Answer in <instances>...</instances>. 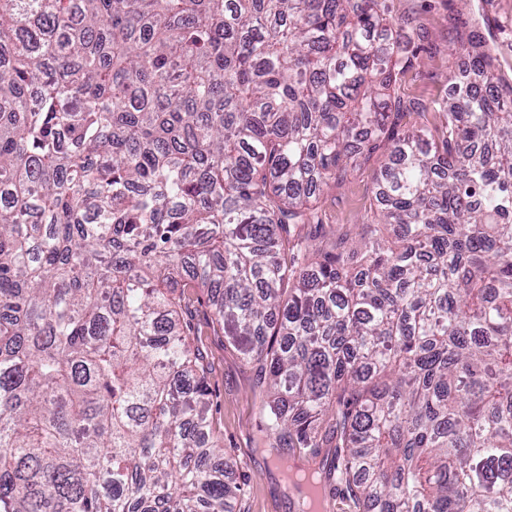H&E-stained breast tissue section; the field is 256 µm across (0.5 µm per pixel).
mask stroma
<instances>
[{
	"instance_id": "1",
	"label": "stroma",
	"mask_w": 512,
	"mask_h": 512,
	"mask_svg": "<svg viewBox=\"0 0 512 512\" xmlns=\"http://www.w3.org/2000/svg\"><path fill=\"white\" fill-rule=\"evenodd\" d=\"M391 16L411 20L414 56L396 84V91L411 112L407 125L439 122V99L450 86L448 62L454 46L450 19L492 14L496 20L491 41L502 60L512 65V0H386ZM373 168L355 172L342 184L324 192L319 211L318 238L355 236L358 225L370 223L375 210ZM192 340L205 353L208 365L210 414L224 437L228 470L241 486L236 512H292L288 489L279 470L256 449L261 436L260 400L253 390L254 374L230 346L222 329L213 325L205 301L190 300Z\"/></svg>"
}]
</instances>
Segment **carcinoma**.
<instances>
[{"label":"carcinoma","mask_w":512,"mask_h":512,"mask_svg":"<svg viewBox=\"0 0 512 512\" xmlns=\"http://www.w3.org/2000/svg\"><path fill=\"white\" fill-rule=\"evenodd\" d=\"M450 24L405 131L385 0H0V512H228L190 284L299 512H512V80ZM373 160L359 250L316 242Z\"/></svg>","instance_id":"cac0c4a2"}]
</instances>
